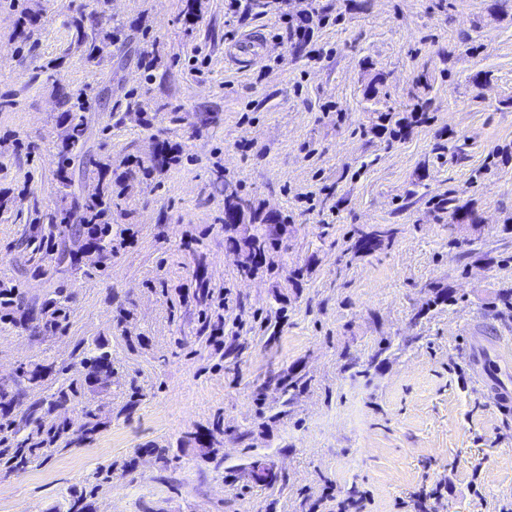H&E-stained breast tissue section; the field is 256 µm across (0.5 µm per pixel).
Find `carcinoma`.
<instances>
[{"mask_svg":"<svg viewBox=\"0 0 512 512\" xmlns=\"http://www.w3.org/2000/svg\"><path fill=\"white\" fill-rule=\"evenodd\" d=\"M70 26L75 31L76 43L93 58H104L110 54L114 36L110 31L100 29L96 14H81L73 18ZM60 113L57 126L60 128L59 143L53 154L54 176L59 184L68 188L73 182L70 170V155L77 149L85 135L82 112L86 100L81 92H62L58 98ZM176 160L172 148L161 143L153 156L152 165L138 163L144 175L149 176L156 169ZM100 173L95 194L82 200L74 199L68 206H62L48 224H29L23 232L21 244L31 249V259H50L67 271L77 273L82 269L84 258L89 253L97 257V265H103L119 251L125 243L123 232H113L112 207L118 206L112 194V179L108 177L112 162L99 164ZM243 215L255 225V244L248 252L240 253L238 271L249 275L258 270L267 259L282 246L287 225L268 224L270 214L244 200ZM448 212L456 220L476 223V216L467 205L461 203L451 192L445 202ZM356 240L352 249L357 253H371L390 242L395 234L389 224L377 227L368 234L356 230ZM18 288L6 282L0 283V324L31 326L41 336H55L66 331L70 319V295L65 288L49 293L37 304L23 305L18 300ZM80 364L86 370L84 380L64 378L55 392L48 398H38L22 417L15 415L17 393L13 387L0 383V458L7 459L14 469H23L38 457V451L54 447L69 431L67 421L53 420L50 415L58 407L78 400L84 386L91 381H99L112 375V353L103 350L96 343L89 345L83 341L77 345ZM55 365L48 363H28L19 368V378L30 390L43 386L49 377H58Z\"/></svg>","mask_w":512,"mask_h":512,"instance_id":"1","label":"carcinoma"}]
</instances>
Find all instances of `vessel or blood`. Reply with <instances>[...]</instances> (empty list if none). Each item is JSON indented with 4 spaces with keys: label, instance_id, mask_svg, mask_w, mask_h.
Masks as SVG:
<instances>
[{
    "label": "vessel or blood",
    "instance_id": "vessel-or-blood-1",
    "mask_svg": "<svg viewBox=\"0 0 512 512\" xmlns=\"http://www.w3.org/2000/svg\"><path fill=\"white\" fill-rule=\"evenodd\" d=\"M471 360L476 371L477 387L492 393L503 410H512V387L499 377L500 371L512 364V339L498 336L485 344L474 343Z\"/></svg>",
    "mask_w": 512,
    "mask_h": 512
}]
</instances>
